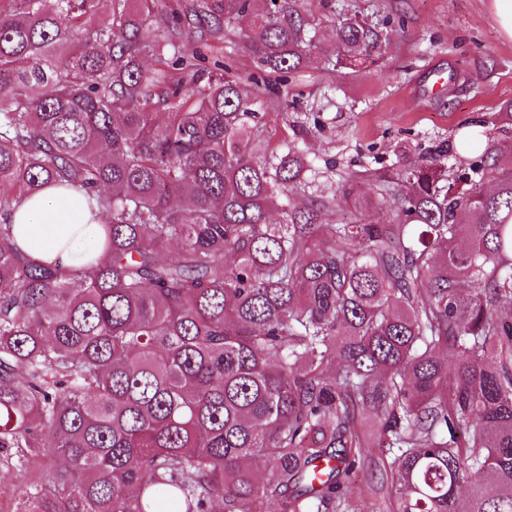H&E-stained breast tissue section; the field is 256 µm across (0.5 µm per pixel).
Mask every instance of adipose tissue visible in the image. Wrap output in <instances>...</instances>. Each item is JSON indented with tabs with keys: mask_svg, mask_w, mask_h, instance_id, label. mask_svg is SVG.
<instances>
[{
	"mask_svg": "<svg viewBox=\"0 0 512 512\" xmlns=\"http://www.w3.org/2000/svg\"><path fill=\"white\" fill-rule=\"evenodd\" d=\"M11 243L31 259L70 268L97 262L91 227L100 217L83 204L78 191L47 189L15 205Z\"/></svg>",
	"mask_w": 512,
	"mask_h": 512,
	"instance_id": "1",
	"label": "adipose tissue"
}]
</instances>
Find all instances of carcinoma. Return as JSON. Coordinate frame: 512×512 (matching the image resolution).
I'll list each match as a JSON object with an SVG mask.
<instances>
[{"label": "carcinoma", "mask_w": 512, "mask_h": 512, "mask_svg": "<svg viewBox=\"0 0 512 512\" xmlns=\"http://www.w3.org/2000/svg\"><path fill=\"white\" fill-rule=\"evenodd\" d=\"M240 17L263 82L204 66ZM391 32L343 13L330 64L380 66ZM315 39L299 0H193L166 26L156 0H0V468L63 460L13 512H345L366 448L397 512H512V152L469 131L462 167L443 143L400 156L367 177L407 193L352 203L393 222L326 223L289 196L302 148L254 153L246 88ZM49 186L105 217L97 263L8 243Z\"/></svg>", "instance_id": "carcinoma-1"}]
</instances>
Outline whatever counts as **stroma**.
Segmentation results:
<instances>
[{"mask_svg": "<svg viewBox=\"0 0 512 512\" xmlns=\"http://www.w3.org/2000/svg\"><path fill=\"white\" fill-rule=\"evenodd\" d=\"M343 1L374 21L405 17L384 67L349 77L327 70L317 57L301 72L283 75L279 94L252 96L262 117L256 153H281L303 138L307 183L292 196H326L331 224L353 218L338 192L346 177L390 165L400 153L422 159L441 141L451 148L449 164H464L458 135L478 126L492 131L501 105L512 101V39L499 30L492 0H304L324 50L332 48L333 14ZM246 30V22L236 23L208 51L209 61H232L243 76L254 72ZM438 71L458 77L439 81Z\"/></svg>", "mask_w": 512, "mask_h": 512, "instance_id": "obj_1", "label": "stroma"}]
</instances>
